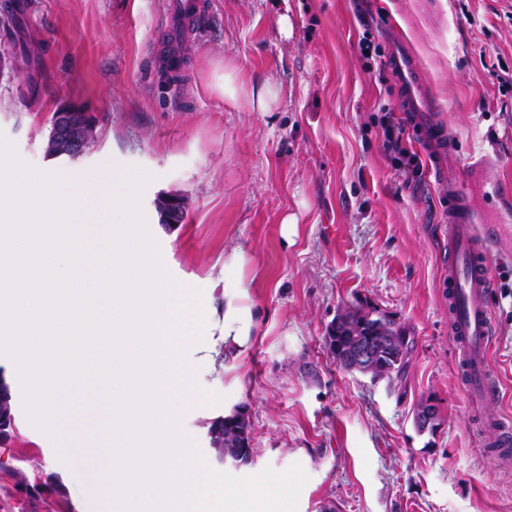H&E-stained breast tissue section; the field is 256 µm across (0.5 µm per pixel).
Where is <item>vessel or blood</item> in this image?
I'll return each instance as SVG.
<instances>
[{
    "instance_id": "1",
    "label": "vessel or blood",
    "mask_w": 512,
    "mask_h": 512,
    "mask_svg": "<svg viewBox=\"0 0 512 512\" xmlns=\"http://www.w3.org/2000/svg\"><path fill=\"white\" fill-rule=\"evenodd\" d=\"M194 8L196 19H203L206 0H170L165 29L176 36L178 23ZM388 65L400 91L402 108L413 128L420 130L424 150L433 168H440L443 155L453 149L447 126L435 112L437 105L425 89L415 57L400 43H393ZM448 196V314L451 334L458 347L463 369V386L469 402L494 397L496 390L489 375L491 321L489 296L493 286L494 254L483 246L477 226L468 178L445 185Z\"/></svg>"
}]
</instances>
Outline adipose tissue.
Listing matches in <instances>:
<instances>
[{
	"label": "adipose tissue",
	"mask_w": 512,
	"mask_h": 512,
	"mask_svg": "<svg viewBox=\"0 0 512 512\" xmlns=\"http://www.w3.org/2000/svg\"><path fill=\"white\" fill-rule=\"evenodd\" d=\"M39 190L37 214L20 209L0 225V345L42 430H56L64 412L80 437L107 423L121 429L125 442L112 448L121 469L101 483L112 512H126V493L136 487L148 493L136 512H288L287 480L268 475L250 487L219 480L183 426L184 411L209 400L191 354L227 360L242 353L252 333L245 283L216 293L166 277L162 258L130 219L136 186L119 172L85 182L43 177ZM93 234L108 274L91 279L86 244ZM76 286L86 295L75 305ZM105 328L123 338L127 358L98 386L100 406L91 412L85 390L60 368V340Z\"/></svg>",
	"instance_id": "1"
}]
</instances>
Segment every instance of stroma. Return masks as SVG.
I'll use <instances>...</instances> for the list:
<instances>
[{"mask_svg": "<svg viewBox=\"0 0 512 512\" xmlns=\"http://www.w3.org/2000/svg\"><path fill=\"white\" fill-rule=\"evenodd\" d=\"M215 21L184 44L181 80L155 61L168 0H0L19 5L15 40L29 62L0 71V164L42 176L117 170L137 184L135 222L177 280L217 279L234 268L254 312L247 351L225 369L197 364L211 399L184 425L212 455L211 419L248 410L252 458L214 465L242 485L272 472L291 481V512H512V456L497 455L493 422L512 419V0H210ZM380 58L392 37L416 58L438 118L454 140L441 175L405 186L383 146L380 101L394 108L403 141L419 134L399 111L394 78L380 80L359 41ZM288 17L290 36L279 31ZM246 87L270 83L269 111L214 88L225 67ZM64 104L97 117L81 158L46 153L50 119ZM489 160L474 199L495 217L490 367L497 394L471 413L449 331L448 200L441 179ZM179 196L181 223L162 225L158 199ZM367 304L405 326L414 347L403 381L342 370L325 348L341 309ZM62 369L79 385L100 368L78 336ZM434 400L436 431L412 410ZM16 432L0 446V512H107L100 476L112 457L86 438L89 455H59L68 424L41 432L24 391L13 398ZM52 476L29 495L16 487Z\"/></svg>", "mask_w": 512, "mask_h": 512, "instance_id": "1", "label": "stroma"}]
</instances>
